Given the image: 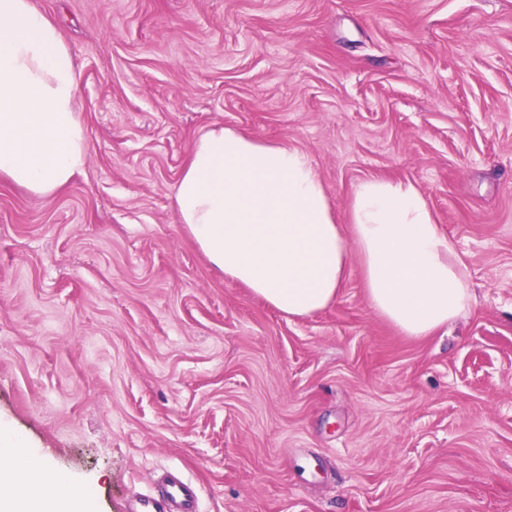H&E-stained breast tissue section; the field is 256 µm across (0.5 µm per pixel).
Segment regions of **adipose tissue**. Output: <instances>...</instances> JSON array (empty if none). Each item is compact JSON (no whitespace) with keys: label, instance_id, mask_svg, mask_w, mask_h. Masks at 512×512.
<instances>
[{"label":"adipose tissue","instance_id":"1","mask_svg":"<svg viewBox=\"0 0 512 512\" xmlns=\"http://www.w3.org/2000/svg\"><path fill=\"white\" fill-rule=\"evenodd\" d=\"M87 139L76 61L31 0H0V178L49 195L83 171ZM180 224L225 281L305 317L338 297L358 257L374 311L411 337L469 307L468 269L409 181L368 179L334 212L309 155L216 126L193 143L173 193ZM0 429V512H72L16 476L39 470Z\"/></svg>","mask_w":512,"mask_h":512}]
</instances>
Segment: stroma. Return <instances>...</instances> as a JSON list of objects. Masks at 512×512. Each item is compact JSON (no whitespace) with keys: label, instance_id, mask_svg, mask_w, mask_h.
Masks as SVG:
<instances>
[{"label":"stroma","instance_id":"stroma-1","mask_svg":"<svg viewBox=\"0 0 512 512\" xmlns=\"http://www.w3.org/2000/svg\"><path fill=\"white\" fill-rule=\"evenodd\" d=\"M76 59L88 156L0 180V426L129 512L162 472L199 512H512V0H32ZM305 151L338 210L410 181L469 271L425 337L359 265L291 318L179 224L195 139Z\"/></svg>","mask_w":512,"mask_h":512}]
</instances>
